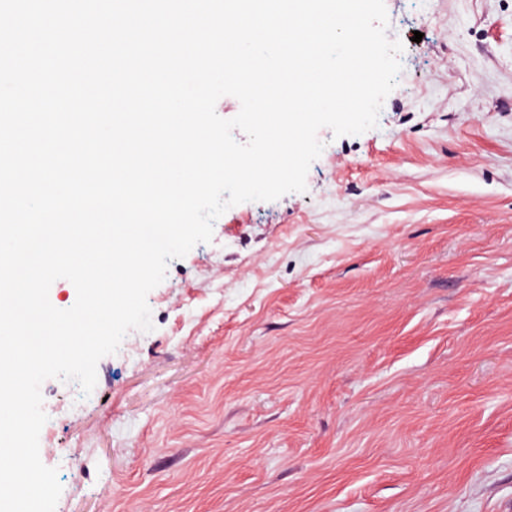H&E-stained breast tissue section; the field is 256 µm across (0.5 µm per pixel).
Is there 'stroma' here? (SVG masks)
<instances>
[{
	"label": "stroma",
	"mask_w": 512,
	"mask_h": 512,
	"mask_svg": "<svg viewBox=\"0 0 512 512\" xmlns=\"http://www.w3.org/2000/svg\"><path fill=\"white\" fill-rule=\"evenodd\" d=\"M385 5L377 127L171 260L90 396L42 384L55 512H512V0Z\"/></svg>",
	"instance_id": "1"
}]
</instances>
